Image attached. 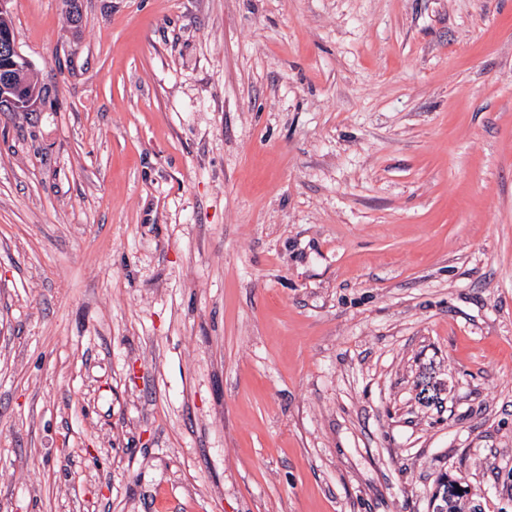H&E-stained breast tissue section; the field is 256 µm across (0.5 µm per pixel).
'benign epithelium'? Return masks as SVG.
Instances as JSON below:
<instances>
[{
	"instance_id": "obj_1",
	"label": "benign epithelium",
	"mask_w": 512,
	"mask_h": 512,
	"mask_svg": "<svg viewBox=\"0 0 512 512\" xmlns=\"http://www.w3.org/2000/svg\"><path fill=\"white\" fill-rule=\"evenodd\" d=\"M30 64L19 54L14 35L0 30V111L28 112L39 99L29 87Z\"/></svg>"
}]
</instances>
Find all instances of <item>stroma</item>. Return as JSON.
<instances>
[{
	"label": "stroma",
	"instance_id": "obj_1",
	"mask_svg": "<svg viewBox=\"0 0 512 512\" xmlns=\"http://www.w3.org/2000/svg\"><path fill=\"white\" fill-rule=\"evenodd\" d=\"M0 512H512V0H12ZM30 64L19 54L14 35L0 29V111L28 112L39 99L41 89L34 90L30 83Z\"/></svg>",
	"mask_w": 512,
	"mask_h": 512
}]
</instances>
